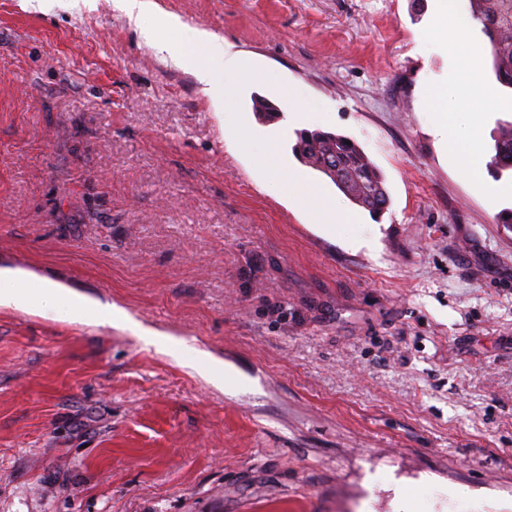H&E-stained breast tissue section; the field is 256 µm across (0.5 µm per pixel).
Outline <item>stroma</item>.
<instances>
[{
  "label": "stroma",
  "mask_w": 512,
  "mask_h": 512,
  "mask_svg": "<svg viewBox=\"0 0 512 512\" xmlns=\"http://www.w3.org/2000/svg\"><path fill=\"white\" fill-rule=\"evenodd\" d=\"M156 2L163 50L115 0H0V265L169 336L0 307V512H512V174L477 188L434 134L435 0ZM201 31L354 139L388 208L294 156L275 92L207 94ZM238 115L348 221L233 153Z\"/></svg>",
  "instance_id": "obj_1"
}]
</instances>
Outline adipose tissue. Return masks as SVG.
<instances>
[{
	"label": "adipose tissue",
	"mask_w": 512,
	"mask_h": 512,
	"mask_svg": "<svg viewBox=\"0 0 512 512\" xmlns=\"http://www.w3.org/2000/svg\"><path fill=\"white\" fill-rule=\"evenodd\" d=\"M473 26V20L454 9L449 0H436L429 32L439 39L442 51L448 56L449 76L460 72L466 74V82L457 86L455 101L460 108L471 111L484 109L499 99L497 88L480 79L481 57L462 48ZM214 63L223 67L224 76L234 89L247 86L276 89L288 104L290 120L296 123L307 120L308 114L302 108L295 88L278 84L267 69L232 51L224 39L207 32L199 33L195 57L184 59L183 64L196 74L200 82L208 84L212 81L210 66ZM224 138L237 152L259 151L262 165L278 178L279 194L297 199L315 223L330 226L342 222L335 200L320 193L297 172L285 166L273 137H258L238 120L225 127ZM481 155V126L476 123L468 136L454 142L451 158L460 173L477 184L481 181ZM0 306L39 315L51 314L62 321L88 325L126 324L130 321L125 312L110 304L91 299L54 281L33 282L26 272L10 267H0Z\"/></svg>",
	"instance_id": "1"
}]
</instances>
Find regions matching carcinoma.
I'll use <instances>...</instances> for the list:
<instances>
[{
  "label": "carcinoma",
  "instance_id": "carcinoma-1",
  "mask_svg": "<svg viewBox=\"0 0 512 512\" xmlns=\"http://www.w3.org/2000/svg\"><path fill=\"white\" fill-rule=\"evenodd\" d=\"M468 10L489 40L497 82L512 90V0H468ZM493 140L489 166L498 174L512 171V121L499 122ZM293 152L331 179L357 206L374 215L388 207L390 197L383 174L349 137L321 130L303 132L297 136Z\"/></svg>",
  "mask_w": 512,
  "mask_h": 512
}]
</instances>
